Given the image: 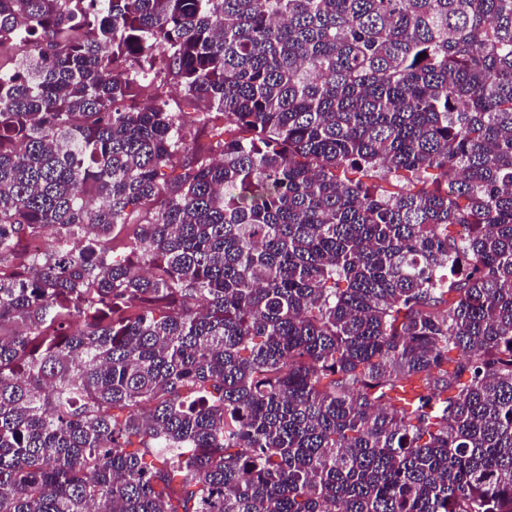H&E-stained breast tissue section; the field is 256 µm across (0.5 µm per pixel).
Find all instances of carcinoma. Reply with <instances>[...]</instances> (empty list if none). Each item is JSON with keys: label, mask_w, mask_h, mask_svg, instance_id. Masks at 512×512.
Segmentation results:
<instances>
[{"label": "carcinoma", "mask_w": 512, "mask_h": 512, "mask_svg": "<svg viewBox=\"0 0 512 512\" xmlns=\"http://www.w3.org/2000/svg\"><path fill=\"white\" fill-rule=\"evenodd\" d=\"M0 512H512V0H0Z\"/></svg>", "instance_id": "carcinoma-1"}]
</instances>
